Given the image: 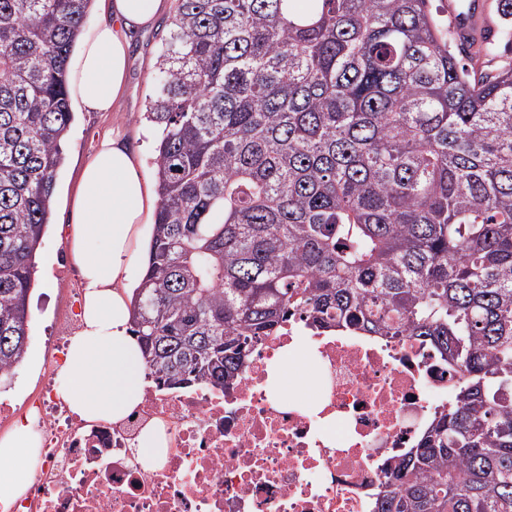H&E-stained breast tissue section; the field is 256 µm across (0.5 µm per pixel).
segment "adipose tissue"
I'll list each match as a JSON object with an SVG mask.
<instances>
[{
  "mask_svg": "<svg viewBox=\"0 0 512 512\" xmlns=\"http://www.w3.org/2000/svg\"><path fill=\"white\" fill-rule=\"evenodd\" d=\"M102 24L78 44L71 95L84 112H115L127 83L130 48L156 26L169 0H100ZM157 206L151 181L124 132L106 133L85 159L72 193L66 253L81 292L80 330L60 371V394L88 422L124 419L142 400L145 365L130 331L135 264L148 262ZM31 428L0 438V502L26 489L36 453Z\"/></svg>",
  "mask_w": 512,
  "mask_h": 512,
  "instance_id": "1",
  "label": "adipose tissue"
}]
</instances>
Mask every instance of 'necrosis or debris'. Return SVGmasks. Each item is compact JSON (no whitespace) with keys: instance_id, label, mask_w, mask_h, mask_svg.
Here are the masks:
<instances>
[{"instance_id":"obj_1","label":"necrosis or debris","mask_w":512,"mask_h":512,"mask_svg":"<svg viewBox=\"0 0 512 512\" xmlns=\"http://www.w3.org/2000/svg\"><path fill=\"white\" fill-rule=\"evenodd\" d=\"M79 326L61 323L50 378L25 413L0 402V433L34 427L43 458L0 512H374L395 465L461 381L421 340L324 331L299 315L255 340L225 388L150 386L123 421L90 423L53 382ZM300 350L317 391L280 401L269 378L285 352ZM152 424L167 440L157 463L137 443Z\"/></svg>"}]
</instances>
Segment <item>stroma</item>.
I'll list each match as a JSON object with an SVG mask.
<instances>
[{"label": "stroma", "instance_id": "35a3bbf8", "mask_svg": "<svg viewBox=\"0 0 512 512\" xmlns=\"http://www.w3.org/2000/svg\"><path fill=\"white\" fill-rule=\"evenodd\" d=\"M169 17L157 28L136 38L131 49V67L122 107L117 112H74L65 136L64 162L55 176L50 222L35 258V283L30 296L31 314L27 350L0 398L16 407L24 406L45 380V354L55 327L64 317V289L78 287L75 270L62 261L65 238L61 234L70 208V196L79 169L104 131L121 126L139 154L145 175L153 173L152 132L144 118L146 97L156 73L159 38Z\"/></svg>", "mask_w": 512, "mask_h": 512}]
</instances>
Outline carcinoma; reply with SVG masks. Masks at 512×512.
Returning <instances> with one entry per match:
<instances>
[{"mask_svg": "<svg viewBox=\"0 0 512 512\" xmlns=\"http://www.w3.org/2000/svg\"><path fill=\"white\" fill-rule=\"evenodd\" d=\"M93 0H0V383L23 359L35 256ZM174 0L145 119L146 375L224 386L252 339L320 328L430 341L467 375L377 512H512V62L430 0Z\"/></svg>", "mask_w": 512, "mask_h": 512, "instance_id": "cac0c4a2", "label": "carcinoma"}]
</instances>
